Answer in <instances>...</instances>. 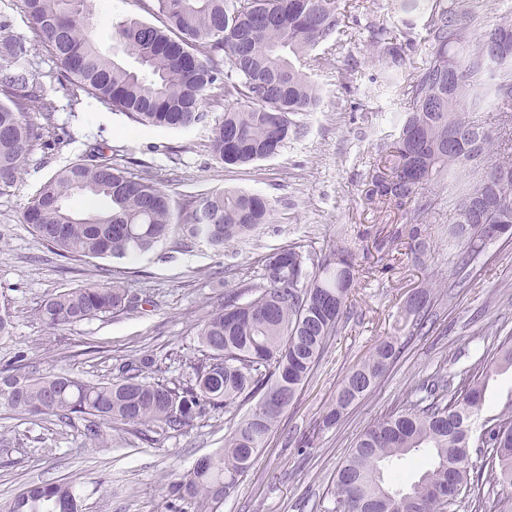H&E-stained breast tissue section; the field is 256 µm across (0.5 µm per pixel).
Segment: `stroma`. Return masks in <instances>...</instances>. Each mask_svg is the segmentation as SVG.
Returning <instances> with one entry per match:
<instances>
[{
    "label": "stroma",
    "instance_id": "obj_1",
    "mask_svg": "<svg viewBox=\"0 0 512 512\" xmlns=\"http://www.w3.org/2000/svg\"><path fill=\"white\" fill-rule=\"evenodd\" d=\"M91 34L101 50L116 45L114 24L124 17L147 18L144 0H90ZM357 23L322 45L325 60L314 79L320 102L299 116L274 157L243 170L218 163L206 143L208 128H147L94 98L71 106L58 84L55 58L37 44L20 0H0V21L24 43L43 96L54 102L55 133L31 154L22 181L0 194V301L13 319L0 338V368L15 353L33 370L84 380H111L122 360L149 355L164 378L187 372L198 358L197 326L225 292L253 283L263 258L276 249L301 245L318 253L333 247L352 252L357 274L337 336L305 386L288 406L248 476L218 512H332L337 466L363 431L412 388L446 366L457 380L493 352L512 330V239L500 238L461 266V244L449 234L456 205L475 178L450 172L423 190L430 203L424 220L427 248L413 258L403 230L409 208L369 196L380 166L408 108L396 82L386 81L370 43L369 26L397 25L389 0H365ZM112 149L121 165L150 163L177 202L216 189L238 188L270 200V223L223 252L205 243L191 250L160 244L153 252L125 258L60 263L25 224L23 213L36 189L56 171L83 158L91 144ZM182 148L179 162L168 150ZM90 280L117 281L144 297L139 309L107 315L56 331L45 329L34 310L48 294ZM433 289L423 335H409L401 319L408 296ZM399 337L404 348L375 387L326 427L322 419L345 376L384 338ZM243 408L194 420L182 431L140 440L123 425L104 426L106 441L94 447L83 423L28 418L0 407V504L27 485L73 480L81 512H170L166 487L198 460L224 446V436ZM314 434L313 447L299 445Z\"/></svg>",
    "mask_w": 512,
    "mask_h": 512
}]
</instances>
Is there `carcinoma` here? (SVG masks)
Listing matches in <instances>:
<instances>
[{
	"label": "carcinoma",
	"mask_w": 512,
	"mask_h": 512,
	"mask_svg": "<svg viewBox=\"0 0 512 512\" xmlns=\"http://www.w3.org/2000/svg\"><path fill=\"white\" fill-rule=\"evenodd\" d=\"M361 7L360 0H151L157 23L124 18L115 24L125 63L103 53L90 34L89 0H23L34 37L60 65L59 83L75 104L80 95L112 105L143 127L181 129L205 121L203 106L224 101L221 120L211 126L208 148L227 166L243 167L279 151L297 125L291 116L319 103L311 71L313 51ZM420 38L372 30L387 78L407 69L410 55L424 49L418 71L403 95L408 112L390 145L386 171L372 176L371 195L401 207L415 203L423 186L454 166L483 167L481 180L461 199L454 235L463 259L489 242L494 226L512 228V161L469 113L483 110L478 93L485 74L501 71L493 99L512 116V47L496 58L489 38L512 33V13L471 36L457 3L431 9ZM25 44L0 39V194L13 188L24 166L54 128L55 106L37 95ZM39 104L36 125L29 106ZM75 195L103 200L106 208L77 212ZM271 202L234 189L215 190L173 204L154 175L112 161L93 145L77 163L57 171L35 193L23 219L56 256H138L174 239L181 248L203 241L216 251L256 233L272 215ZM415 258L426 248L421 223L405 227ZM353 254L335 248L325 255L299 246L279 249L262 263L259 281L224 296V303L198 325L203 359L173 380L149 356L116 367L110 382L66 374L37 375L20 351L0 369V406L22 415L85 421L91 445L104 442L102 426L120 423L146 440L158 431L180 432L231 406L257 402L232 427L224 447L167 486L172 512H214L253 467L288 405L336 335L355 280ZM250 299L240 302L243 295ZM432 289L415 292L405 308L410 332L428 324ZM130 290L114 282L87 283L48 295L35 309L47 329L73 325L133 307ZM398 338L379 341L336 392L323 417L325 427L375 386L397 357ZM512 368V343L503 342L480 370L453 386L442 369L414 391L415 400L368 427L334 476V512H451L468 493L470 512H483L485 486L512 487V409L481 418L488 381ZM480 432L473 435L475 424ZM420 452L425 466L406 486L385 477L386 468ZM0 512H78L72 482L34 484Z\"/></svg>",
	"instance_id": "carcinoma-1"
}]
</instances>
